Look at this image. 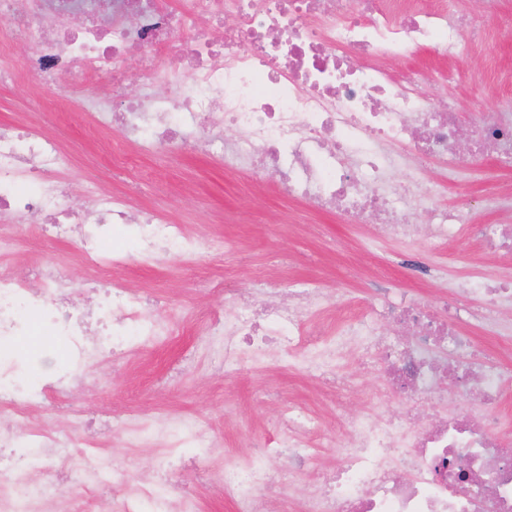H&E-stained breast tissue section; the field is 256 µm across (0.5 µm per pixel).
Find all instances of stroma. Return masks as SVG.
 <instances>
[{"label": "stroma", "mask_w": 512, "mask_h": 512, "mask_svg": "<svg viewBox=\"0 0 512 512\" xmlns=\"http://www.w3.org/2000/svg\"><path fill=\"white\" fill-rule=\"evenodd\" d=\"M497 8L502 25L486 30L464 54L445 62L422 48L390 62V70L418 67L430 73L446 67V79L431 82L430 90L436 100L453 102L461 113L506 105L512 98V82L507 79L512 71V0H499ZM0 45L14 68L12 80L0 83V123H4L12 121L25 99L41 88L31 70L37 48L9 38ZM27 118L33 127L56 134L71 159L68 168L53 175L54 181L69 187L63 199L67 209H88L99 194L121 195L131 204L159 211L188 231L203 228L230 243L227 256L206 263L176 255L147 262L130 239L113 240V248L128 255L118 280L129 288L157 287L161 303L150 313L174 316V332L148 343L131 359L94 366L98 388L77 393L52 411L31 410L26 421L30 427L62 425L82 444L98 441L100 452L111 457L113 466L150 474L159 483L165 480L158 467L162 449L132 445L119 431L101 434L73 424L74 414L104 409L118 418L133 416L136 424L148 427L193 417L212 435L211 466L218 472L243 462L261 463L253 442L275 435L288 404L307 405L326 418L331 415L320 382L287 363L263 364L232 376L215 367L212 338L202 319L227 308L231 290L247 289L264 277L285 287L310 280L321 283L335 298L362 306L384 291L393 297L405 293L430 305L444 296L447 284H462L470 275H512L511 260L487 253L467 239L445 250H431L427 216L420 211L412 217L417 226L413 238L387 239L377 251L367 253L362 249L367 225L346 223L335 213L309 212L306 203L291 200L271 178L226 167L221 154L204 155L180 144L160 159L152 150L132 145L127 152L133 164L120 173L112 167L119 132L97 126L94 117L78 106L65 107L49 97ZM420 183L422 191L440 190L441 204L450 208L470 199L474 223L512 224V170L502 168L493 156L463 158L450 176L433 167L421 175ZM75 251L72 242L26 237L14 252L0 255V268L61 264L68 271L74 299L83 303L88 299L89 274ZM417 262L437 264L447 271V279L415 278L411 266ZM217 279L223 280V289L212 288ZM498 318V334L487 335L472 318L465 319L463 331L484 340L495 365L512 369V309L502 310ZM179 484L195 496L202 512H232L221 487L199 482L192 454L183 458Z\"/></svg>", "instance_id": "35a3bbf8"}]
</instances>
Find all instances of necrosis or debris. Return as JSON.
<instances>
[{
  "label": "necrosis or debris",
  "instance_id": "1",
  "mask_svg": "<svg viewBox=\"0 0 512 512\" xmlns=\"http://www.w3.org/2000/svg\"><path fill=\"white\" fill-rule=\"evenodd\" d=\"M50 15L91 22L55 28L42 22ZM229 15L235 25H225ZM493 21L490 14L479 20L452 14L447 0L428 8L404 0H178L173 10L163 0H0V24L38 47L36 75L57 99L111 76L106 91L85 103L100 125L120 127L149 147L196 134L202 150H223L226 165L265 170L320 210H339L353 224L374 223L368 249L411 236L418 209L428 216L435 248L467 230L481 248L512 257L511 224L471 223L466 212L438 207L433 195L418 193L414 179H393L408 164L447 159L458 121L452 105L435 103L424 90L420 72L397 78L385 62L425 47L457 56ZM134 44L167 51L178 65L145 56V84L131 100L114 72ZM157 80L168 86V96L154 92ZM217 112L225 127L238 131L233 142L211 123ZM471 132L476 148L493 145L500 165L512 168V108L492 119L472 113ZM64 160L37 130L20 135L0 128V217L25 218L23 232L31 238L51 230L77 239L82 259L108 285L102 312H82L68 302L59 270L37 268L26 277L0 270V512H46L47 502L63 495L75 502V512H94L92 499L65 476L29 480L32 472H52L71 437L19 424L31 405L82 380L111 349L132 352L173 331L172 321L145 315L143 296L113 282L127 261L126 253L105 247L116 229H135L146 260L160 252L207 260L228 247L163 218L141 217L112 196L96 198L83 212L62 209L60 189L43 176ZM465 292L478 300L490 332L498 327L496 314L512 307L510 279L480 277ZM275 294L271 287L254 289L251 299L210 317L219 335L214 355L231 374L280 350L301 373L334 383L340 428L328 429L304 406H288L282 413L287 440L262 443L268 457L287 458V469L225 468L224 494L235 512H269L257 487H275L287 470L305 468L314 448L337 449L340 463L329 472L312 471L300 512H512V465L501 462L512 458V442L496 436L499 420L492 415L512 384L484 344L460 332L456 309L447 304L427 313L405 295L382 305L333 306L313 281L295 283L285 301H275ZM387 318L415 328L419 343L384 335ZM37 329L48 336L52 356L17 362L13 344ZM352 351L363 368L385 362L384 384L365 393L342 374L341 361ZM448 385L468 397L470 408L417 428L419 408L445 398ZM364 393L379 403L400 396L407 408L397 419L371 412L353 418L346 403ZM127 435L138 445L165 438L170 462L183 449H196L199 470L209 471L213 441L194 418L159 432L131 424ZM452 458L464 461L466 480L437 472ZM80 469L96 480L111 475L113 512H197L194 497L173 498L146 479L135 493H121L129 475L114 472L111 458L85 459Z\"/></svg>",
  "mask_w": 512,
  "mask_h": 512
}]
</instances>
